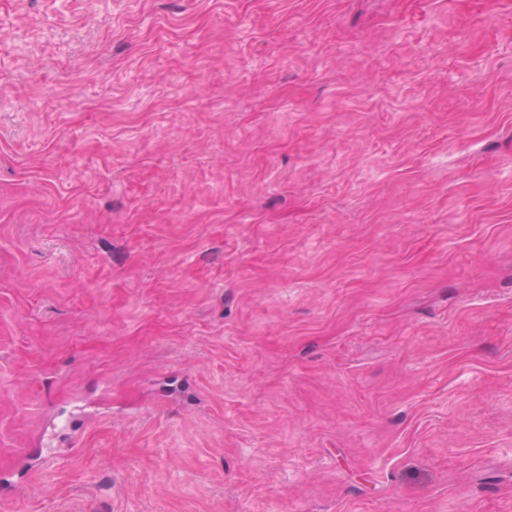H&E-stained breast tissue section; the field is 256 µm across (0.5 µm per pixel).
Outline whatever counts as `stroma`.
<instances>
[{"label": "stroma", "mask_w": 512, "mask_h": 512, "mask_svg": "<svg viewBox=\"0 0 512 512\" xmlns=\"http://www.w3.org/2000/svg\"><path fill=\"white\" fill-rule=\"evenodd\" d=\"M0 512H512V0H0Z\"/></svg>", "instance_id": "stroma-1"}]
</instances>
